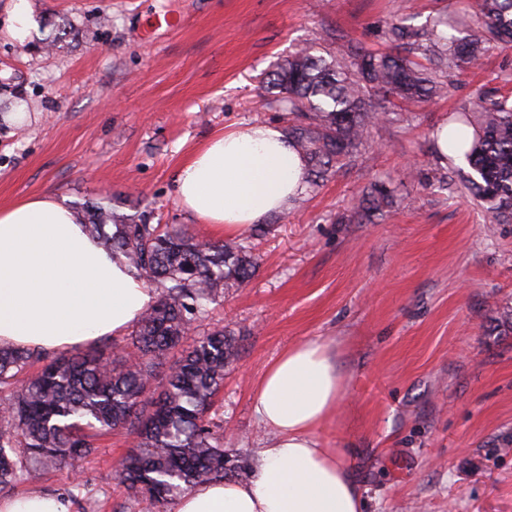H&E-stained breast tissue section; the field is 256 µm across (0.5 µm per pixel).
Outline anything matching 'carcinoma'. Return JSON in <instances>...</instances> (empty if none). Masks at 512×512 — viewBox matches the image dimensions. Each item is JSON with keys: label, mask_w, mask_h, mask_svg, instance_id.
I'll list each match as a JSON object with an SVG mask.
<instances>
[{"label": "carcinoma", "mask_w": 512, "mask_h": 512, "mask_svg": "<svg viewBox=\"0 0 512 512\" xmlns=\"http://www.w3.org/2000/svg\"><path fill=\"white\" fill-rule=\"evenodd\" d=\"M474 19L442 12L416 27L386 22L389 53L346 38L339 55L305 46L275 63L266 91L291 115L288 136L307 163L304 195L369 148L387 104L448 91V72L479 64L512 43V0H474ZM448 164L491 218L512 220V94L480 90L448 117ZM393 207L383 183L363 189L354 215L382 218ZM78 211L86 232L156 293L116 353L103 347L48 357L0 346V489L35 483L68 459L88 456L98 437L124 429L134 446L117 478L155 512L192 488L248 476L247 458L224 450L212 418L224 372L238 358L234 333L214 329L187 341L224 292L250 280L258 264L250 237L206 242L185 226L152 223V211L118 212L102 200ZM160 392L156 368L173 350Z\"/></svg>", "instance_id": "obj_1"}]
</instances>
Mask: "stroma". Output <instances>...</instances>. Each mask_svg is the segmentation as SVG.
<instances>
[{"label": "stroma", "instance_id": "1", "mask_svg": "<svg viewBox=\"0 0 512 512\" xmlns=\"http://www.w3.org/2000/svg\"><path fill=\"white\" fill-rule=\"evenodd\" d=\"M470 0H32L39 35L13 40L0 0V206L50 194L73 205L108 197L118 212L149 206L156 222L213 235L175 200L177 167L211 134L286 125L262 84L277 61L339 37L369 51L396 16L423 25ZM333 37L322 40L323 32ZM446 97L392 114L372 146L301 206L260 225L259 265L215 305L202 331L231 330L239 356L216 399L224 447L254 458L269 434L252 399L292 345L329 342L344 378L322 447L350 449L366 512H512V221L493 224L457 187L431 131L475 87L512 80V46L451 74ZM386 182L383 218L347 222L362 189ZM125 431L49 472L32 490L140 512L117 481Z\"/></svg>", "mask_w": 512, "mask_h": 512}]
</instances>
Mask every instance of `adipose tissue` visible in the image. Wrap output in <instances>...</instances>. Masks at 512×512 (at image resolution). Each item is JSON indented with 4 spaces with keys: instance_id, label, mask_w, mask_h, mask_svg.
I'll use <instances>...</instances> for the list:
<instances>
[{
    "instance_id": "obj_1",
    "label": "adipose tissue",
    "mask_w": 512,
    "mask_h": 512,
    "mask_svg": "<svg viewBox=\"0 0 512 512\" xmlns=\"http://www.w3.org/2000/svg\"><path fill=\"white\" fill-rule=\"evenodd\" d=\"M306 162L284 128L254 124L211 135L177 168L178 204L232 237L284 212L305 188ZM155 300L53 195L0 207V344L35 350L87 347L123 333ZM344 379L330 345L311 339L269 365L253 397L272 437L246 481L195 487L177 512H364L346 459L318 433L338 408Z\"/></svg>"
}]
</instances>
